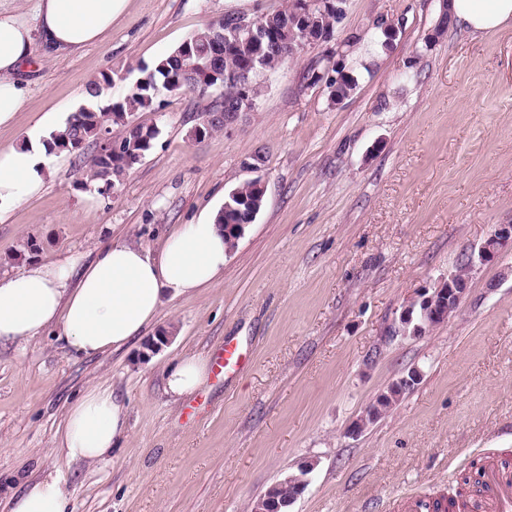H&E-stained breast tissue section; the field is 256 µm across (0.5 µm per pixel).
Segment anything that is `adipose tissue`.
<instances>
[{
  "label": "adipose tissue",
  "instance_id": "1",
  "mask_svg": "<svg viewBox=\"0 0 512 512\" xmlns=\"http://www.w3.org/2000/svg\"><path fill=\"white\" fill-rule=\"evenodd\" d=\"M127 0H37L34 19L0 8V127L27 104L29 66L59 54L76 55L112 31ZM454 20L473 34L512 25V0H452ZM43 118L18 146L0 149V207L38 195L50 174ZM228 248L216 216L172 229L157 250L122 240L100 248L87 264L64 256L0 276V340L26 342L54 327L63 349L89 357L125 348L156 318L164 294L188 295L224 279ZM209 376L205 358L187 355L170 365L165 391L192 395ZM127 432L124 407L112 390L95 385L69 405L56 451L71 462L95 463ZM10 512H73L66 482L49 474L10 500Z\"/></svg>",
  "mask_w": 512,
  "mask_h": 512
}]
</instances>
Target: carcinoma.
Masks as SVG:
<instances>
[{
    "label": "carcinoma",
    "mask_w": 512,
    "mask_h": 512,
    "mask_svg": "<svg viewBox=\"0 0 512 512\" xmlns=\"http://www.w3.org/2000/svg\"><path fill=\"white\" fill-rule=\"evenodd\" d=\"M292 8L293 0H286L284 7L256 16L255 20L263 30L261 38L232 44L225 49L221 67L215 74L208 76L205 86L197 87L196 92L204 94L211 88L219 87L224 89V98L232 99L239 94V87L233 82L232 76L246 72L249 74V82L245 85L247 94L255 100L258 99L262 92L259 74L276 70L291 58V54L286 52V47L292 43L293 37L285 30L282 20ZM231 20L232 16L227 15L224 19L195 32L173 51L157 59L152 66L142 68L144 76L129 87L122 100L107 107L96 104L90 112L80 111L70 115L65 130L53 135V149L59 153L79 154L89 142L97 143L103 135L112 134V125L119 124L124 127L123 135L115 139V142L120 144L121 151L110 155L106 160L93 157L83 170V186H110L117 176L130 171L141 162L154 147L158 130L154 126H146L136 121L135 114L154 110V104L161 95L186 92V87L179 83L185 65L183 55L186 49L192 48L197 52V55L193 56V61L204 63L200 55L210 48L213 30ZM334 72L336 76L327 80V88L332 101L339 102L347 99L357 88L358 77L355 73L345 70V65L341 63L336 65ZM117 79L121 80L123 76L113 71L89 82L85 89L86 97L101 99L104 87ZM264 198L262 190L252 180L242 181L228 193L218 223L224 225V240L229 248H234L238 242L235 234L236 225L253 223L263 207ZM295 496L294 487L281 484L273 490L266 491L254 502L252 512H264L268 509L272 497L286 502Z\"/></svg>",
    "instance_id": "obj_1"
}]
</instances>
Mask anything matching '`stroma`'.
Segmentation results:
<instances>
[{
    "label": "stroma",
    "mask_w": 512,
    "mask_h": 512,
    "mask_svg": "<svg viewBox=\"0 0 512 512\" xmlns=\"http://www.w3.org/2000/svg\"><path fill=\"white\" fill-rule=\"evenodd\" d=\"M281 0H128L103 42L45 60L0 148L48 112L67 117L85 87L125 69L105 103L149 66L227 14L257 16ZM439 0H347L333 43L358 37L348 63L373 58L341 103L307 86V47L263 77L228 133L193 136L220 89L160 97L138 121L159 134L117 193L80 184V160L55 154L42 192L0 214V276L69 255L91 261L122 239L149 248L178 224L223 208L252 178L266 201L224 263V280L164 297L156 322L126 348L76 360L53 333L0 344V512L25 484L63 476L74 512H251L285 476L312 463L290 512H400L410 493L454 495L480 468L476 451L512 459V250L475 265L449 321L398 330L403 308L512 224V29L475 36L450 23L427 43ZM397 36L372 42L377 20ZM167 343H159L161 334ZM233 341L241 370L172 400L167 366L213 359ZM422 378L356 437L350 425L388 385ZM111 387L128 434L101 463L57 455L55 434L87 387Z\"/></svg>",
    "instance_id": "35a3bbf8"
}]
</instances>
